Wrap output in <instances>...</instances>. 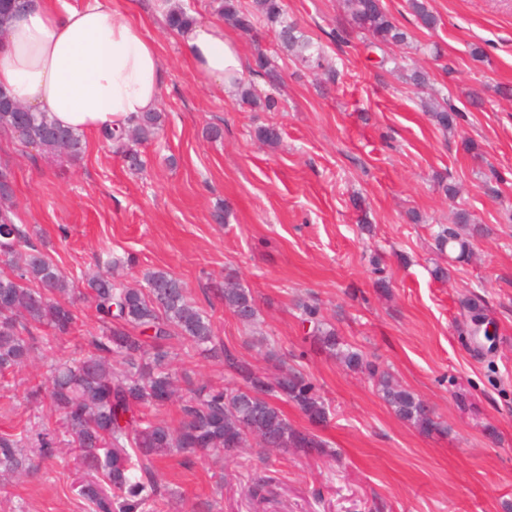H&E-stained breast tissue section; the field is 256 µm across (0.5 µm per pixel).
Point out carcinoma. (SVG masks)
<instances>
[{
    "mask_svg": "<svg viewBox=\"0 0 512 512\" xmlns=\"http://www.w3.org/2000/svg\"><path fill=\"white\" fill-rule=\"evenodd\" d=\"M355 25L373 37L376 47H388L408 40L386 12L382 0H347ZM410 8L425 28L437 19L427 0H410ZM218 12L225 23L249 35L263 21L277 43L308 67L321 66V52L297 23L288 19L283 0H220ZM194 20L180 7L167 16L174 30ZM252 70L270 83L278 72L261 51ZM242 100L267 112L278 111L272 96L256 97L241 88ZM431 116L443 130L456 125L458 110L451 104L431 109ZM158 112L138 116L133 125L104 137L134 142L153 137L160 125ZM24 126L23 144L73 161L82 158L84 143L80 133L56 125L45 115L17 112L14 102L0 90V128L16 132ZM11 173L0 171V376L22 367L42 342L40 327L55 335L69 334L78 316L76 292L52 259L26 240V232L14 220ZM444 247L457 245L461 260L469 254V244L456 229L444 228L437 235ZM87 298L99 321L98 332L88 339V351L80 358L60 362L45 381L31 387L30 396L48 400L49 411L60 417L71 446L77 452L87 480L79 495L90 512H158L164 498L162 485L150 464L156 458L177 454L185 462L204 451H222L231 456L256 438L258 454L267 450L263 436L276 440V447L291 449L301 456L323 455L327 444L311 430L295 428L277 401L292 403L308 422L318 428L327 425L331 408L319 388L300 371L280 362L278 376L267 378L247 362L224 348L215 336L210 316L192 302L183 281L167 271H149L145 285L134 288L116 279L111 272L90 278ZM224 307L241 322L257 319L255 295L229 279L216 289ZM469 334L478 336V324L486 321L476 302L467 305ZM305 334L323 351L340 358L346 367L363 365L361 355L346 347L336 328L323 322L317 309L304 306ZM188 345L194 352L224 360V367L241 379V384L214 388L196 385L186 377L188 394L180 405L178 425L156 422L144 413L146 407H162L172 401L178 379L172 371L180 356L176 345ZM383 400L394 414L421 432H444L433 411L414 393L394 382L391 375L374 364L367 368ZM60 441L51 431L32 426L18 434L0 435V469L28 476L57 456Z\"/></svg>",
    "mask_w": 512,
    "mask_h": 512,
    "instance_id": "cac0c4a2",
    "label": "carcinoma"
}]
</instances>
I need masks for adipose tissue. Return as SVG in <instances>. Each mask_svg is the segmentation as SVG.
Here are the masks:
<instances>
[{
    "mask_svg": "<svg viewBox=\"0 0 512 512\" xmlns=\"http://www.w3.org/2000/svg\"><path fill=\"white\" fill-rule=\"evenodd\" d=\"M176 37L194 70L217 88L245 71L220 23L195 20ZM164 68L129 0H29L0 39V88L62 127L101 133L156 110Z\"/></svg>",
    "mask_w": 512,
    "mask_h": 512,
    "instance_id": "obj_1",
    "label": "adipose tissue"
}]
</instances>
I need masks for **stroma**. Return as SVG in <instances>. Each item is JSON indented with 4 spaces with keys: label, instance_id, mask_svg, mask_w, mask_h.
<instances>
[{
    "label": "stroma",
    "instance_id": "35a3bbf8",
    "mask_svg": "<svg viewBox=\"0 0 512 512\" xmlns=\"http://www.w3.org/2000/svg\"><path fill=\"white\" fill-rule=\"evenodd\" d=\"M383 3L409 39L378 50L350 28L345 0H284L322 46L320 70L267 34L228 28L245 59L263 48L280 74L274 87L252 70L242 76L257 97L278 98L279 111L265 112L241 102L238 87L220 91L200 78L153 0H131L165 69L159 133L137 146L141 172L97 135L73 162L0 130L16 221L75 288L101 271L106 253L121 258L115 275L129 285L150 270L171 272L225 348L269 374L265 353L275 348L331 406L317 430L330 445L320 458L283 449L260 458L246 447L156 460L175 493L165 512H512V0H428L432 30L407 0ZM414 68L427 72L426 87L406 82ZM443 99L461 113L448 131L429 114ZM271 124L281 134L274 147L255 136ZM460 208L483 229L464 261L436 242ZM228 276L257 297L255 326L217 297ZM475 297L494 328L478 344L465 334V302ZM304 303L425 401L447 432L400 420L365 371L304 341ZM98 326L80 304L76 331L34 349L0 384V433L30 423L62 433L29 391L52 363L78 357ZM173 369L234 383L222 361L194 352ZM81 475L61 447L50 469L0 475V512H86Z\"/></svg>",
    "mask_w": 512,
    "mask_h": 512
}]
</instances>
